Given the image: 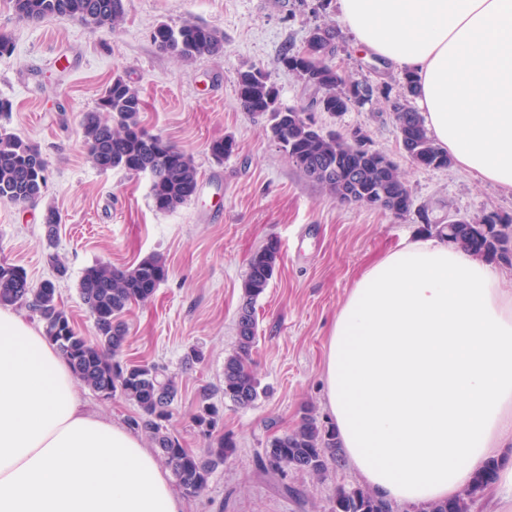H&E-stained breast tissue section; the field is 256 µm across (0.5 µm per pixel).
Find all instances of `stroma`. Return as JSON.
<instances>
[{
	"label": "stroma",
	"instance_id": "obj_1",
	"mask_svg": "<svg viewBox=\"0 0 512 512\" xmlns=\"http://www.w3.org/2000/svg\"><path fill=\"white\" fill-rule=\"evenodd\" d=\"M312 0H125V18L94 29L66 17L31 21L14 0H0V34L13 48L0 55V132L38 146L47 188L33 206L0 202V263L25 268L32 283L50 278L47 252L59 254L68 275L59 299L84 336L93 321L77 284L97 262L128 267L158 254L169 267L151 302L125 313L121 357L158 363L178 383L169 424L184 447L199 452L210 440L194 423L198 391L215 389L223 430L235 450L210 476L206 491L182 497V512H330L339 488L363 481L348 464L316 475L264 472L258 457L271 438L295 427L305 410L331 422L324 384L325 343L337 310L372 261L421 233L417 216L395 219L382 210L341 203L310 181L271 140L262 122L240 108L236 77L260 66L270 72L283 106L310 105L315 92L279 63L284 44L302 46L310 30L339 29L335 63L352 80L398 88L400 73L355 44L336 7L314 14ZM194 21L216 30L224 47L193 61L159 51L152 32L161 23ZM124 76L144 102L141 120L153 134L190 154L198 168L195 198L172 212L156 211L150 177L102 170L87 159L80 120L94 110L113 76ZM393 99L340 115L318 113L323 127L343 136L363 131L405 178L416 206L431 217L473 218L489 211L512 218V189L484 183L456 167L425 169L401 150L392 119ZM232 138L233 152L215 160L210 142ZM54 206L62 222L48 240L42 214ZM280 245L279 269L256 303L257 340L251 367L265 389L253 407L225 401L224 360L237 346V314L252 255L268 240ZM202 362L189 366L190 348ZM85 409L126 425L137 413L121 396L105 399L79 387Z\"/></svg>",
	"mask_w": 512,
	"mask_h": 512
}]
</instances>
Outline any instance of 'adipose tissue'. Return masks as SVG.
Masks as SVG:
<instances>
[{"instance_id":"ef3b65f1","label":"adipose tissue","mask_w":512,"mask_h":512,"mask_svg":"<svg viewBox=\"0 0 512 512\" xmlns=\"http://www.w3.org/2000/svg\"><path fill=\"white\" fill-rule=\"evenodd\" d=\"M359 48L420 84L458 169L512 188V0H337ZM341 448L374 495L409 512L487 468L512 512V289L492 261L421 235L369 266L324 363ZM68 362L0 307V512H181L143 438L86 412Z\"/></svg>"}]
</instances>
